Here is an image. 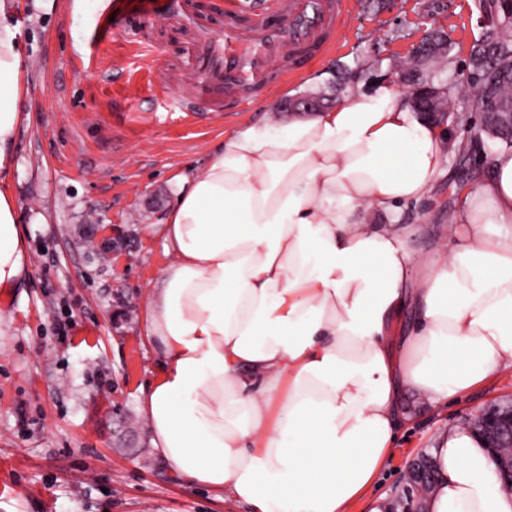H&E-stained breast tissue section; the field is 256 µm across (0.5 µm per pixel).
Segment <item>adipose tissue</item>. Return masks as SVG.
<instances>
[{
    "mask_svg": "<svg viewBox=\"0 0 512 512\" xmlns=\"http://www.w3.org/2000/svg\"><path fill=\"white\" fill-rule=\"evenodd\" d=\"M10 13L0 0V170L22 92ZM445 156L443 129L381 86L277 129L230 133L179 176L151 230L167 262L145 333L162 363L140 409L184 481L252 512H348L413 418L406 394L438 408L512 369V150L466 198L457 247L418 256L398 228ZM375 210L388 224L370 223ZM28 272L0 188V288ZM409 306L414 325L393 335ZM432 458L425 512H512L469 429L440 430Z\"/></svg>",
    "mask_w": 512,
    "mask_h": 512,
    "instance_id": "obj_1",
    "label": "adipose tissue"
}]
</instances>
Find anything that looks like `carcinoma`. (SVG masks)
Here are the masks:
<instances>
[{"label":"carcinoma","instance_id":"cac0c4a2","mask_svg":"<svg viewBox=\"0 0 512 512\" xmlns=\"http://www.w3.org/2000/svg\"><path fill=\"white\" fill-rule=\"evenodd\" d=\"M476 10L490 13L492 33L481 34L474 40L462 85L469 90L479 112H489L500 101L512 98V4L506 0H475ZM415 80L422 88H432L438 96L433 101V112L447 111L449 100L457 89V80L436 82L427 72L415 73ZM492 140L505 149L512 148V139L489 138L482 129V122L469 125L468 141L480 143Z\"/></svg>","mask_w":512,"mask_h":512}]
</instances>
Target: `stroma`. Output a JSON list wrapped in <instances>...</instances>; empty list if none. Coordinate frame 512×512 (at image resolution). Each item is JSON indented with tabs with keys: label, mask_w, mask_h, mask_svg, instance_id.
Masks as SVG:
<instances>
[{
	"label": "stroma",
	"mask_w": 512,
	"mask_h": 512,
	"mask_svg": "<svg viewBox=\"0 0 512 512\" xmlns=\"http://www.w3.org/2000/svg\"><path fill=\"white\" fill-rule=\"evenodd\" d=\"M427 5L352 0L337 50L270 88L252 111L205 113L186 124L149 89L133 46L150 31L163 59L180 66L177 31L144 26L157 0H84L79 10L74 0H56L50 12L13 0L24 76L14 161L0 185L17 203L31 273L24 287L0 289V512H245L179 479L152 447L139 410L159 364L145 336L146 297L166 262L148 228L173 203L177 177L209 160L226 134L291 122L274 104L333 97L342 68L365 69L355 92L385 84L435 29L452 50L432 73L458 75L479 34L473 0H453L425 23ZM106 13L112 42L91 52L90 33ZM490 159L479 149L445 159L430 193L402 206L400 227L415 254L443 239L457 246L458 211ZM99 237L116 244L113 255L97 251ZM60 322L66 332L57 331ZM408 403L412 421L350 512H371L381 500L397 505L412 465L430 454L442 428L512 404V370L440 408Z\"/></svg>",
	"instance_id": "1"
}]
</instances>
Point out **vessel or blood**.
Wrapping results in <instances>:
<instances>
[{
  "mask_svg": "<svg viewBox=\"0 0 512 512\" xmlns=\"http://www.w3.org/2000/svg\"><path fill=\"white\" fill-rule=\"evenodd\" d=\"M350 0H223L217 14L194 0H160L159 12L183 38L188 74L161 87L189 121L203 112L248 111L279 57L304 69L336 36Z\"/></svg>",
  "mask_w": 512,
  "mask_h": 512,
  "instance_id": "b4317fda",
  "label": "vessel or blood"
}]
</instances>
